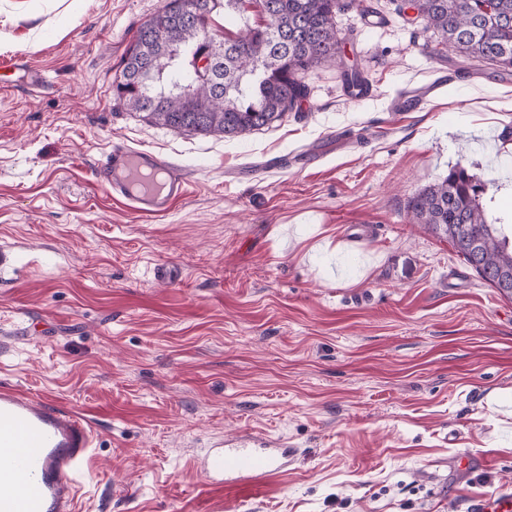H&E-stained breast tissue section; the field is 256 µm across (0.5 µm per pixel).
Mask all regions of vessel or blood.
<instances>
[{"mask_svg":"<svg viewBox=\"0 0 512 512\" xmlns=\"http://www.w3.org/2000/svg\"><path fill=\"white\" fill-rule=\"evenodd\" d=\"M111 194L135 211L158 215L183 198L179 165L116 143L94 169ZM92 420L56 402L0 384V512H77L79 478L94 446ZM293 451L262 434L214 439L196 468L206 480L263 482L283 473ZM470 512H512V496L478 498Z\"/></svg>","mask_w":512,"mask_h":512,"instance_id":"b4317fda","label":"vessel or blood"}]
</instances>
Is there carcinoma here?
Listing matches in <instances>:
<instances>
[{
  "label": "carcinoma",
  "mask_w": 512,
  "mask_h": 512,
  "mask_svg": "<svg viewBox=\"0 0 512 512\" xmlns=\"http://www.w3.org/2000/svg\"><path fill=\"white\" fill-rule=\"evenodd\" d=\"M200 10L194 20L175 17L169 0L137 31L128 48L116 99L149 123L175 131L237 137L260 130L301 107L305 75L329 65L342 70L347 88L364 83L355 64L344 60L336 14L355 0H185ZM250 3L268 18L263 28L245 26L224 41L212 74L182 92L184 73L173 58L206 43L209 15L219 6ZM414 7L440 42L468 59L491 61L512 71V0H415ZM485 185L456 164L441 181L409 201L416 223L451 241L464 261L490 286L512 273V223L488 218Z\"/></svg>",
  "instance_id": "cac0c4a2"
}]
</instances>
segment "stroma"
<instances>
[{
  "instance_id": "1",
  "label": "stroma",
  "mask_w": 512,
  "mask_h": 512,
  "mask_svg": "<svg viewBox=\"0 0 512 512\" xmlns=\"http://www.w3.org/2000/svg\"><path fill=\"white\" fill-rule=\"evenodd\" d=\"M402 0L336 16L300 109L225 138L128 112L113 85L161 0H0V382L88 413L79 512H465L512 494V299L409 200L461 163L512 213V76L455 55ZM46 82L28 93L8 63ZM450 79L399 112L409 83ZM179 164L131 210L91 170L114 143ZM358 244H350V235ZM169 266L170 279L156 275ZM259 433L286 474L211 484L210 441Z\"/></svg>"
}]
</instances>
